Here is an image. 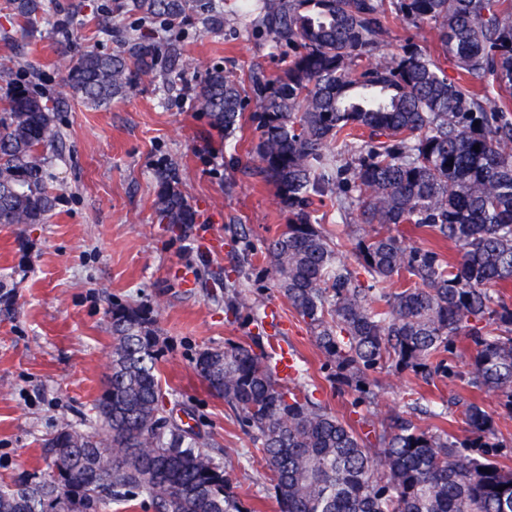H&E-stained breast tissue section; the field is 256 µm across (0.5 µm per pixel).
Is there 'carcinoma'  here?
Instances as JSON below:
<instances>
[{
  "label": "carcinoma",
  "mask_w": 512,
  "mask_h": 512,
  "mask_svg": "<svg viewBox=\"0 0 512 512\" xmlns=\"http://www.w3.org/2000/svg\"><path fill=\"white\" fill-rule=\"evenodd\" d=\"M193 0H123L141 22L172 28ZM261 26L291 50L285 67L253 85L260 111L254 174L271 184L290 222L260 253L266 278L311 330L323 379L346 388L353 409L376 405L381 374L427 384L467 380L497 394L512 418V0H259ZM23 22L43 0H11ZM427 26L434 46L413 42L378 55L389 17ZM456 68L448 77L442 60ZM192 66L181 40L130 37L61 65L65 86L94 109L135 95L157 69ZM210 126L233 135L247 107L237 75L210 68L194 89ZM0 119V224H41L56 195L44 152L59 143L54 106L14 88ZM479 149H474V146ZM159 224H194L179 177L157 176ZM349 203L363 233L356 264L317 227L315 205ZM414 224L449 241L459 259L393 233ZM224 305L250 307L236 281ZM111 385L95 418L63 422L44 439L45 472L0 482V512H104L143 498L155 512H251L234 491L220 444L166 409L160 381L165 341L155 310L116 299L107 311ZM246 342L224 341L193 369L224 398L267 469L279 512H512V467L495 415L456 398L467 435L445 425L448 407L389 410L368 429L314 396L297 366L279 375L263 321ZM473 347L456 369L458 337ZM70 451L51 467L58 444ZM504 490H498V487Z\"/></svg>",
  "instance_id": "carcinoma-1"
}]
</instances>
